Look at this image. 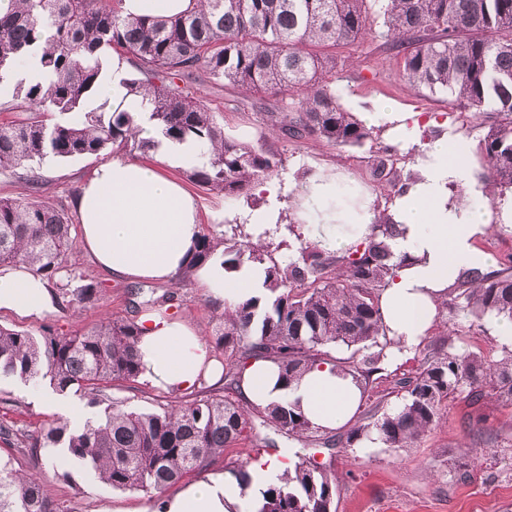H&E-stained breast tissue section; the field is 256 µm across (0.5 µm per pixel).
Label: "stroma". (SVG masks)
I'll return each instance as SVG.
<instances>
[{"instance_id":"stroma-1","label":"stroma","mask_w":512,"mask_h":512,"mask_svg":"<svg viewBox=\"0 0 512 512\" xmlns=\"http://www.w3.org/2000/svg\"><path fill=\"white\" fill-rule=\"evenodd\" d=\"M336 54L342 64L331 79L332 87L348 111L360 118L377 104L386 102L401 112H418L447 120L450 130L462 134L465 158L489 203H498L499 191L489 179L478 153L489 118L477 119L461 113L448 94L414 90L401 77L396 59L384 58L375 41H356L338 47ZM195 92L215 113L225 135L255 146L267 144L283 158L282 167L271 177L279 187L273 200L262 193L248 198H227L193 187L192 192L200 202L203 230L217 236L239 232L252 235L257 231L249 222L250 213L275 206L279 219L261 236L265 242L277 246L279 256L285 261L298 256L302 245L300 235L305 231L295 220L292 204L294 186L302 177L320 168L348 173L359 185L370 189L376 208L381 209L392 200L393 194L390 189L378 186L372 177L376 159L389 157L396 166L408 168L414 163L413 157L392 145L379 127L373 128L369 140L355 147L312 140L268 139L257 112L247 106V97L240 90L207 83L196 86ZM99 162V157L94 155L46 159L40 170L52 184L47 201L71 205L83 180ZM76 273L78 278L69 281V288H76L81 279L103 282L106 292L95 308L52 311L32 319L0 312V324L33 333L50 324L59 333L67 334L99 318L127 317L126 281L110 278L85 256L80 257ZM176 291L184 304L171 310V317L185 321L199 334H206L217 315L209 296L190 276L178 281ZM34 392L29 383L13 379L0 381V422L31 429L58 418V409L36 399ZM468 413L463 402L449 403L445 422L425 432L413 447L399 451L364 440L331 453L320 444L284 436L277 437L275 447L271 448L263 446L267 431L260 427L236 447L227 449L223 459L212 465L208 473L222 475L227 466L250 459L256 461L285 450L292 456L315 457L317 462L335 471L339 479L336 512H512V405L490 402L484 431L480 434L465 428L463 421ZM489 445L497 450L498 459L477 456L472 477L454 480L451 464L463 447L480 449ZM44 479L48 493L55 499L71 501L75 512H141L150 501L149 496L114 490L87 478L82 481L83 494H75L72 486L61 481L50 467L45 468Z\"/></svg>"}]
</instances>
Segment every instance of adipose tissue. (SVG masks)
Instances as JSON below:
<instances>
[{
	"label": "adipose tissue",
	"mask_w": 512,
	"mask_h": 512,
	"mask_svg": "<svg viewBox=\"0 0 512 512\" xmlns=\"http://www.w3.org/2000/svg\"><path fill=\"white\" fill-rule=\"evenodd\" d=\"M132 74L128 58L113 54L112 81L102 89L113 108L141 111L140 100L126 87ZM367 119L393 142L416 151L414 178L383 213L396 228L390 241L394 256L410 257L411 262L381 292L380 309L392 336L408 353L432 328L448 286L464 271L489 266V255L476 242L494 225L512 223V198L495 207L485 201L463 157L460 134L446 131L422 141L423 117L388 106L368 113ZM197 160L193 144L166 141L154 163L116 155L99 164L73 199L83 254L118 280L167 282L177 276L187 265L202 224L195 197L164 169L189 167ZM294 205L297 219L308 228L309 241L327 252L363 242L382 215L352 178L325 170L300 182ZM195 279L211 298L230 305L264 293L262 268L245 265L228 271L218 258L198 267ZM53 308L48 283L28 267L0 269V311L28 318ZM139 325L144 381L164 391H187L201 378L218 376L208 348L184 322L145 315ZM243 392L256 405L287 396L300 398L310 422L327 430L353 421L361 397L351 377L328 364L284 389L278 366L269 361L246 368ZM164 509L253 512V503L236 479L217 477L168 498Z\"/></svg>",
	"instance_id": "obj_1"
}]
</instances>
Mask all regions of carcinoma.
Masks as SVG:
<instances>
[{
  "label": "carcinoma",
  "instance_id": "obj_1",
  "mask_svg": "<svg viewBox=\"0 0 512 512\" xmlns=\"http://www.w3.org/2000/svg\"><path fill=\"white\" fill-rule=\"evenodd\" d=\"M122 0H12L0 13V85L15 67L35 61L39 75L17 82L7 110L20 121L0 122V170L24 181L28 194L0 196V268L26 264L56 286L61 309L97 305L103 283L60 288L76 273L73 222L62 206L43 200L48 181L35 164L101 153L144 155L157 146L142 136L145 119L154 132L190 142L203 161L186 171L197 186L226 197L250 194L282 165L278 152L238 142L195 96L193 85L232 86L252 96L272 136L360 146L371 131L339 103L327 77L336 72L332 49L369 37L399 58L401 76L415 90L446 92L475 114L496 115L478 152L500 191L512 192V0H385L383 29H374L368 0H197L194 10L170 17L128 18ZM128 55L135 72L129 92L144 113L86 110L105 81L108 55ZM280 97L276 108L263 96ZM298 97V102L288 98ZM373 177L393 189L412 179L380 158ZM395 227L380 218L365 241L342 255L306 243L288 263L272 257L264 242L202 233L184 273L216 253L224 268L249 261L263 267L266 302L249 299L217 318L205 343L223 365V391L158 410L124 409L108 401L114 383L133 385L141 374V328L134 318L105 317L70 334L45 325L39 335L0 325V379L46 382L59 392H78L102 414L74 427L64 418L34 429L0 424V443L27 451L32 464L20 470L0 460V512H74L47 495L43 468L63 459L71 469L58 477L80 489L74 473L114 490L162 498L188 474L224 457L247 433L263 427L325 448H350L376 434L388 448H409L440 424L448 402L472 408L474 424L493 399L512 404V349L462 348L442 333L421 350L419 367L393 374L380 401L364 412L346 436L313 426L298 403L265 408L242 392L246 367L256 360L279 366L290 385L315 365L331 364L368 391L372 376L390 365L399 343L389 335L379 307L381 290L405 259L395 260L388 241ZM128 288L130 311L168 314L181 308L177 292L142 299ZM442 307L483 330L487 317L512 320V253L491 273L466 271L448 287ZM350 350L337 357V347ZM336 475L304 455L260 491L255 512H336Z\"/></svg>",
  "mask_w": 512,
  "mask_h": 512
}]
</instances>
